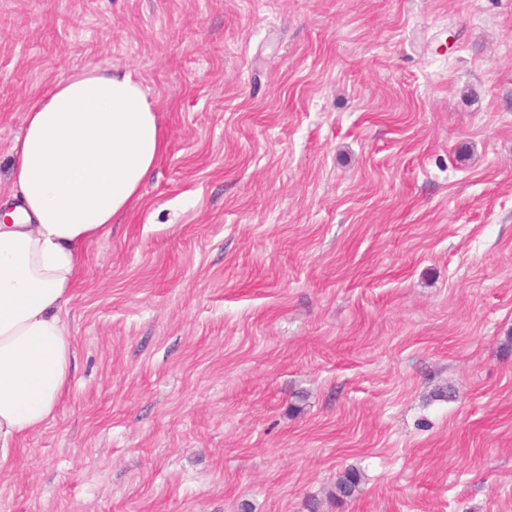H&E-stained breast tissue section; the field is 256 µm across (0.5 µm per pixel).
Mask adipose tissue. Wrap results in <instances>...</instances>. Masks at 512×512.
<instances>
[{"label":"adipose tissue","mask_w":512,"mask_h":512,"mask_svg":"<svg viewBox=\"0 0 512 512\" xmlns=\"http://www.w3.org/2000/svg\"><path fill=\"white\" fill-rule=\"evenodd\" d=\"M155 103L126 71L58 79L26 113L0 224V463L54 414L74 371L62 318L84 246L138 199L165 148Z\"/></svg>","instance_id":"1"}]
</instances>
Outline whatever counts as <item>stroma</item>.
Masks as SVG:
<instances>
[{"mask_svg": "<svg viewBox=\"0 0 512 512\" xmlns=\"http://www.w3.org/2000/svg\"><path fill=\"white\" fill-rule=\"evenodd\" d=\"M84 67L166 145L0 512H512V0H0V203Z\"/></svg>", "mask_w": 512, "mask_h": 512, "instance_id": "35a3bbf8", "label": "stroma"}]
</instances>
